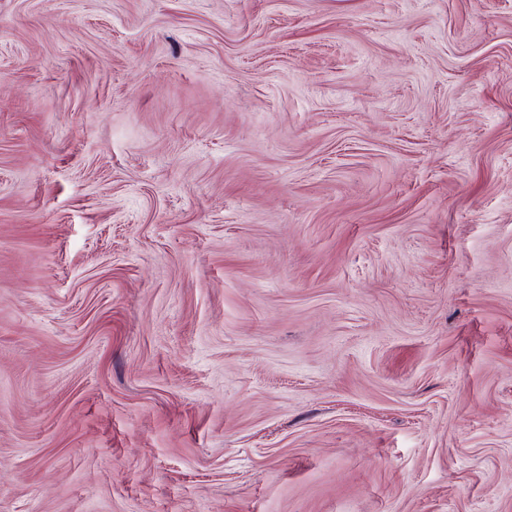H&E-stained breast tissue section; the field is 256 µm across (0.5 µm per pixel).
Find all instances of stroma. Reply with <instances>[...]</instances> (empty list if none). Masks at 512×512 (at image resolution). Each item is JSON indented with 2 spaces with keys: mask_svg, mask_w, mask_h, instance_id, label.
Returning a JSON list of instances; mask_svg holds the SVG:
<instances>
[{
  "mask_svg": "<svg viewBox=\"0 0 512 512\" xmlns=\"http://www.w3.org/2000/svg\"><path fill=\"white\" fill-rule=\"evenodd\" d=\"M0 512H512V0H0Z\"/></svg>",
  "mask_w": 512,
  "mask_h": 512,
  "instance_id": "obj_1",
  "label": "stroma"
}]
</instances>
